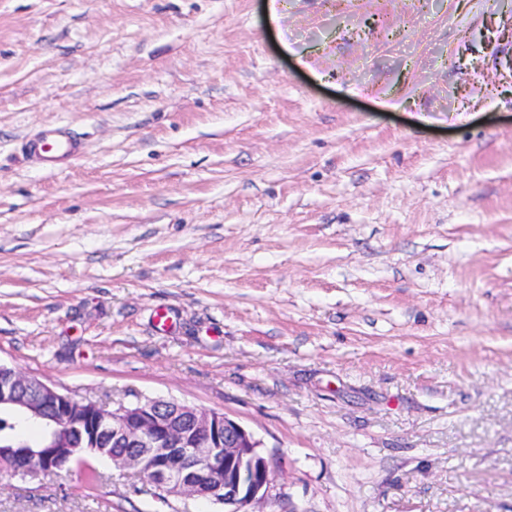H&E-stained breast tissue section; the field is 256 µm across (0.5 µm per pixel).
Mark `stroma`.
I'll list each match as a JSON object with an SVG mask.
<instances>
[{"mask_svg":"<svg viewBox=\"0 0 512 512\" xmlns=\"http://www.w3.org/2000/svg\"><path fill=\"white\" fill-rule=\"evenodd\" d=\"M270 11L0 0V363L226 414L261 512H512V0ZM94 465L0 512H225ZM29 155L43 164H53L73 156L77 151V140L65 127H53L26 144Z\"/></svg>","mask_w":512,"mask_h":512,"instance_id":"stroma-1","label":"stroma"}]
</instances>
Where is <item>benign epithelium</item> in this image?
<instances>
[{
    "label": "benign epithelium",
    "instance_id": "7a95c632",
    "mask_svg": "<svg viewBox=\"0 0 512 512\" xmlns=\"http://www.w3.org/2000/svg\"><path fill=\"white\" fill-rule=\"evenodd\" d=\"M1 406L46 419L55 430L36 450L0 448V478L37 477L45 460L56 457L64 466L84 447L111 454L113 465L167 498L197 496L230 507L228 512H251L271 498L272 460L249 430L224 413L154 399L109 410L2 364Z\"/></svg>",
    "mask_w": 512,
    "mask_h": 512
}]
</instances>
